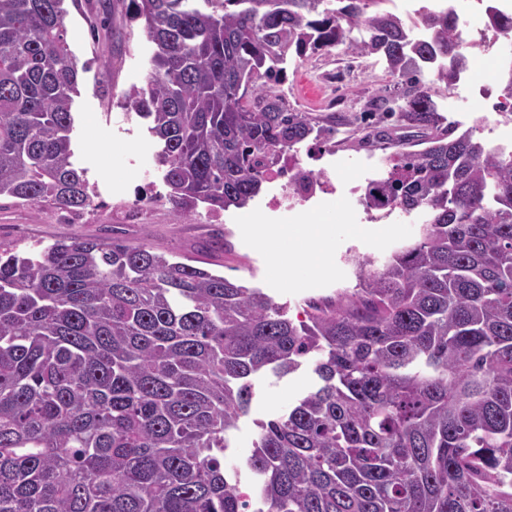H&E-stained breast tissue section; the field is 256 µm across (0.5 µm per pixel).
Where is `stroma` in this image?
Listing matches in <instances>:
<instances>
[{
    "label": "stroma",
    "mask_w": 512,
    "mask_h": 512,
    "mask_svg": "<svg viewBox=\"0 0 512 512\" xmlns=\"http://www.w3.org/2000/svg\"><path fill=\"white\" fill-rule=\"evenodd\" d=\"M107 0H78L69 6L67 40L78 64L87 68L75 99L74 161L87 171L96 190L108 195L119 191L120 202L165 192L160 173L154 167L156 142L146 123L123 104V94L144 86L153 51L141 26L129 25L123 0H108L111 13H104ZM393 80L377 56L351 58L343 47L298 60L288 66L286 77L275 91L293 108L314 101L315 112L336 118L333 140L312 139L296 145L303 167H310V152L328 151V161L342 181L366 185L388 166L391 144L411 138L412 129L395 116L367 109L370 100L382 96ZM501 88L485 98H458L452 110L444 112L446 124L472 130L475 138L490 143L488 121L497 117L495 105L502 101ZM274 183H264L259 197L244 208L223 211L212 221L211 211L199 205L196 212L178 219L170 202L141 211L137 223H125L121 210L104 207L95 212L75 214L36 206H17L0 199V239L26 248L33 243H51L73 235L117 237L135 242L147 239L159 252L210 262L217 274L258 287L287 304L292 320H302L298 302L309 295L325 296L348 285L352 279L349 256L378 257L400 239L412 238L422 214L394 212L388 219L373 222L365 215L337 219L327 210L305 215L310 224L327 225V246L317 265L291 275L288 282L271 275L272 256L257 239L246 234L244 224L256 223L255 212L277 192ZM318 383L311 365L278 377L264 373L255 381L247 416L242 417L226 453L225 467L242 465L253 450L259 432L258 421L268 420L292 400Z\"/></svg>",
    "instance_id": "35a3bbf8"
}]
</instances>
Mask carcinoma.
Returning <instances> with one entry per match:
<instances>
[{"label": "carcinoma", "instance_id": "cac0c4a2", "mask_svg": "<svg viewBox=\"0 0 512 512\" xmlns=\"http://www.w3.org/2000/svg\"><path fill=\"white\" fill-rule=\"evenodd\" d=\"M388 0H128L155 45L124 94L148 122L178 217L244 208L266 171L331 117L273 92L293 58L342 45L400 87L376 99L420 130L363 205L421 212L381 267L305 302L294 323L258 288L141 242L0 243V512H512V155L442 127L466 69L459 16L416 39ZM64 0H0V197L96 209L73 161L80 73ZM488 26L512 35L491 5ZM435 73L439 86L421 76ZM319 385L224 468L254 379Z\"/></svg>", "mask_w": 512, "mask_h": 512}]
</instances>
